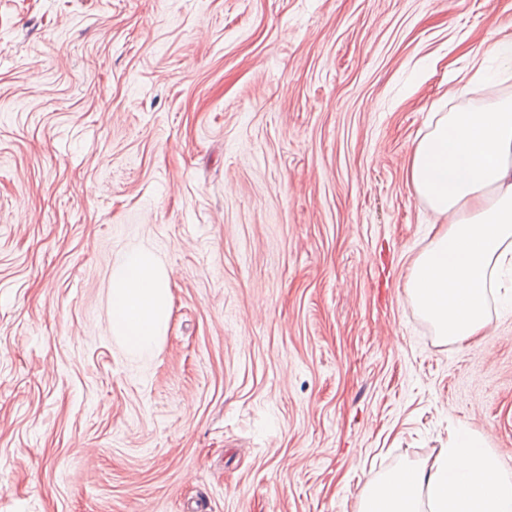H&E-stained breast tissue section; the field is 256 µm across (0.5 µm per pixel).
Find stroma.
<instances>
[{
    "instance_id": "obj_1",
    "label": "stroma",
    "mask_w": 512,
    "mask_h": 512,
    "mask_svg": "<svg viewBox=\"0 0 512 512\" xmlns=\"http://www.w3.org/2000/svg\"><path fill=\"white\" fill-rule=\"evenodd\" d=\"M512 0H0V512H357L477 431L512 467V312L436 336L406 159ZM171 273L112 338L117 254ZM110 281L112 335L131 355H151L170 315L169 271L153 252L133 247L117 255Z\"/></svg>"
}]
</instances>
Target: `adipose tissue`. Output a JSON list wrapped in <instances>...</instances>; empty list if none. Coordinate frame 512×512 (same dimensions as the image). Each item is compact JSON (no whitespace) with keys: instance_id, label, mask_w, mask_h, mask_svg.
I'll return each instance as SVG.
<instances>
[{"instance_id":"1","label":"adipose tissue","mask_w":512,"mask_h":512,"mask_svg":"<svg viewBox=\"0 0 512 512\" xmlns=\"http://www.w3.org/2000/svg\"><path fill=\"white\" fill-rule=\"evenodd\" d=\"M407 179L433 220L406 294L443 340L484 335L491 302L512 306V101L442 113L411 150ZM110 281L113 336L131 355L152 354L170 315L169 271L133 247L117 255ZM358 512H512V469L463 427L433 461L388 470L365 486Z\"/></svg>"}]
</instances>
